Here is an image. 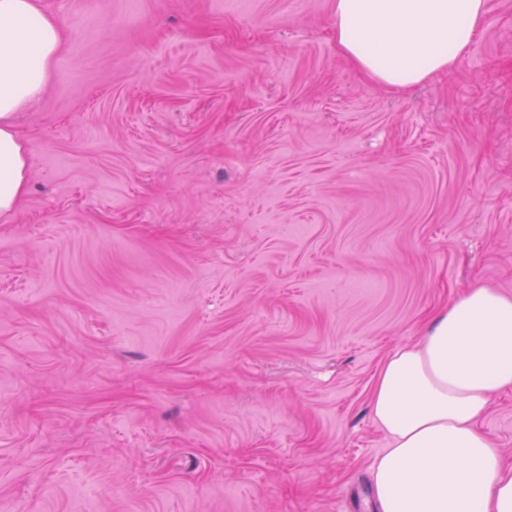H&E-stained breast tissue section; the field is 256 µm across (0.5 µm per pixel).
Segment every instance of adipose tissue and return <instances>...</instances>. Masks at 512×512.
<instances>
[{
    "instance_id": "obj_1",
    "label": "adipose tissue",
    "mask_w": 512,
    "mask_h": 512,
    "mask_svg": "<svg viewBox=\"0 0 512 512\" xmlns=\"http://www.w3.org/2000/svg\"><path fill=\"white\" fill-rule=\"evenodd\" d=\"M487 0H335L336 45L372 81L404 90L456 68ZM64 33L38 0H0V216L26 195L29 158L15 119L43 94ZM512 390V296L480 287L383 365L371 396L388 446L373 512H512V473L480 422Z\"/></svg>"
}]
</instances>
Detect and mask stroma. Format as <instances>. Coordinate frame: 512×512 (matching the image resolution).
<instances>
[{
  "instance_id": "obj_1",
  "label": "stroma",
  "mask_w": 512,
  "mask_h": 512,
  "mask_svg": "<svg viewBox=\"0 0 512 512\" xmlns=\"http://www.w3.org/2000/svg\"><path fill=\"white\" fill-rule=\"evenodd\" d=\"M0 218V512H371L382 363L512 295V0L407 91L334 0H39ZM481 426L512 467V391Z\"/></svg>"
}]
</instances>
